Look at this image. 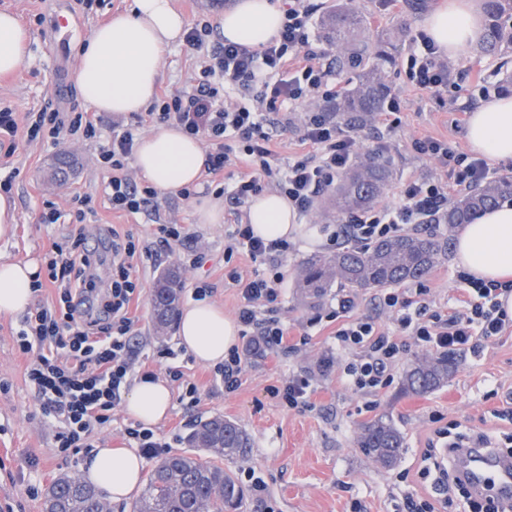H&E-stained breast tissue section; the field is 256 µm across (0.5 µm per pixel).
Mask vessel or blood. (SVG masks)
Instances as JSON below:
<instances>
[{"instance_id":"obj_1","label":"vessel or blood","mask_w":512,"mask_h":512,"mask_svg":"<svg viewBox=\"0 0 512 512\" xmlns=\"http://www.w3.org/2000/svg\"><path fill=\"white\" fill-rule=\"evenodd\" d=\"M453 467L473 495L490 494L503 505L512 504V456L487 444L470 443L456 452Z\"/></svg>"}]
</instances>
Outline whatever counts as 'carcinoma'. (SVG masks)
Returning a JSON list of instances; mask_svg holds the SVG:
<instances>
[{
  "label": "carcinoma",
  "instance_id": "1",
  "mask_svg": "<svg viewBox=\"0 0 512 512\" xmlns=\"http://www.w3.org/2000/svg\"><path fill=\"white\" fill-rule=\"evenodd\" d=\"M484 24L473 50L480 56L504 61L512 52V0H481ZM326 38L336 47V65L354 74L351 88L328 104L338 124L359 129L374 113L384 110L389 86L382 77L383 65L391 55L373 46L366 35L364 16L342 0L323 20ZM393 175L391 158L377 149L349 170L336 184L327 201L336 216L347 217L376 206ZM512 201V177H501L475 186L448 206L442 223L453 228L470 223L479 213ZM449 242L405 232L381 239L365 249L348 248L334 253L314 254L299 265L298 286L310 301L320 299L329 288H382L421 279L448 257ZM181 280L168 270L152 291L153 322L163 333L178 315ZM453 358L439 356L413 361L406 369L402 387L407 393H426L448 382ZM191 447L203 445L218 461L204 463L186 452L161 458L151 469L141 496L131 512H241L244 495L236 478L219 463L223 458L246 456L251 448L247 431L220 415L199 421L187 436ZM358 447L386 468L395 466L405 448V437L393 419L381 415L361 426ZM95 488L63 475L44 496L43 512H98Z\"/></svg>",
  "mask_w": 512,
  "mask_h": 512
}]
</instances>
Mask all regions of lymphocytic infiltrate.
<instances>
[{
  "label": "lymphocytic infiltrate",
  "instance_id": "1",
  "mask_svg": "<svg viewBox=\"0 0 512 512\" xmlns=\"http://www.w3.org/2000/svg\"><path fill=\"white\" fill-rule=\"evenodd\" d=\"M315 12L311 0H287L278 36L257 49L215 39L210 22L188 26L184 40L201 53L193 84L163 99L156 110L136 113L135 126L109 137L101 135L96 120L85 112L44 107L22 118L0 101V165L9 166L21 138L54 145L64 140L95 141L98 163L109 174L104 190L113 210L137 213L154 206L158 192L148 183L136 182L128 164L139 127L157 121L208 143L207 174L237 170L233 185L220 189L231 211L274 190L299 215H309L359 155L356 138L337 127L326 108L343 87L333 78L324 52L310 40ZM404 66L409 82L433 98H441L453 82L439 47L424 33L414 40ZM291 129L303 150L284 163L272 144ZM408 148L433 160L439 177L407 181L398 204L351 215L330 234V246L363 248L398 235L408 225L436 230L450 196L490 180L495 173L484 158L444 140L424 136L412 139ZM76 202L72 212L50 200L43 203V223L71 222L77 229L53 241L43 255V276L32 282L33 292L54 290V308L28 312L16 339L19 351L29 358L27 377L42 411L59 423L56 443L64 451L80 447L123 400L136 368V319L130 313L132 302L142 293L136 270L142 256L152 253L133 235L107 228L104 241L112 252V282L100 285L97 255L85 246L89 200L80 196ZM290 248L288 240L255 235L248 223L229 225L224 232L225 262L231 265L244 253L258 265L248 275L232 266L227 273L237 291L236 315L246 342L244 347L230 348L214 370L225 392L241 386L248 349L282 353L290 349L288 327L279 314ZM458 281L461 300L446 309L425 302L422 287L384 291L379 307L396 313L394 332L383 329L373 316L351 317L354 299L339 298L326 319L336 325L337 348L349 353L340 367L346 384L374 394L391 384L392 367L409 346L476 355L484 341L512 330V316L501 300L512 292V283H491L464 271ZM474 438L482 442L486 436L436 428L422 452L420 473L433 477L445 501L455 502L457 512H492L471 498L453 475L451 460L438 451L439 445L454 449Z\"/></svg>",
  "mask_w": 512,
  "mask_h": 512
}]
</instances>
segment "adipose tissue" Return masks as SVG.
I'll return each instance as SVG.
<instances>
[{"label":"adipose tissue","instance_id":"adipose-tissue-1","mask_svg":"<svg viewBox=\"0 0 512 512\" xmlns=\"http://www.w3.org/2000/svg\"><path fill=\"white\" fill-rule=\"evenodd\" d=\"M283 12L274 0H238L226 11L221 29L226 39L258 48L277 36ZM482 24L474 0H449L429 16L428 35L454 54L473 40ZM185 19L172 0H133L132 11L95 28L78 47L74 80L85 103L99 112L141 111L154 97L162 74L165 46L181 41ZM28 34L16 17L0 12V74L20 69L26 59ZM466 139L473 152L495 161L512 159V94L489 101L472 112ZM205 162L199 139L169 124L157 125L138 141L134 164L162 192L195 185ZM256 235L267 240L301 239L305 229L286 198L275 193L255 199L248 213ZM455 260L465 271L485 280L512 279V202L506 201L462 225ZM34 262L0 260V314L27 309ZM181 346L198 362L219 364L238 339L239 328L222 308L208 301L185 305L178 318ZM171 406L163 379L139 381L127 396L125 412L144 425L159 423ZM144 461L124 448H98L82 470L110 501L130 500L138 491Z\"/></svg>","mask_w":512,"mask_h":512}]
</instances>
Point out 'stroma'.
Returning <instances> with one entry per match:
<instances>
[{
  "label": "stroma",
  "instance_id": "obj_1",
  "mask_svg": "<svg viewBox=\"0 0 512 512\" xmlns=\"http://www.w3.org/2000/svg\"><path fill=\"white\" fill-rule=\"evenodd\" d=\"M132 4L133 0H104L101 8L85 12L75 0H0V11L13 13L29 33L25 64L11 75H0V100L22 114L44 106L86 111L73 79L77 48L94 28L129 13ZM352 5L368 18V35L376 45L386 46L387 31L402 23L410 34L409 40L393 49V63L385 68L390 95L401 105L399 127L384 138L394 171L383 201L391 204L396 202L402 182L438 174L433 162L406 150L408 141L431 136L468 151L466 128L453 125L448 101L456 97L473 108L485 101L481 88H488V95H499L501 61L477 58L471 47H464L448 58L458 77V88L448 89L444 99L431 98L407 81L403 69L410 39L422 32L426 12L411 13L402 4L390 13L384 11L382 0H352ZM56 13L71 20L59 34L50 24ZM198 56V51L183 44L166 48L157 97L183 90L195 73ZM61 83L66 84L67 91L60 98L55 88ZM61 155L73 162L63 183L49 177L50 163ZM12 161L19 170L11 192L17 208V231L10 240H0L1 259L40 260L53 238L70 232L67 224H42V202L46 199L63 207L75 195L92 196L96 215L87 227L86 245L95 250L101 247L97 229L109 225L151 244L157 241L155 216L185 225L188 239L163 252L161 259L146 258L139 265L143 292L136 327L137 369L165 379L169 368H178L197 384L202 395L201 403L192 408L173 403L169 415L154 425V433L169 451L187 450L186 437L200 418L221 415L247 430L249 455L223 462L225 470L242 486L248 487L254 476L265 483L264 496L248 493L244 512H402L406 498L421 491L413 467L434 428V417H441L446 425L458 423L489 433L496 430L498 423L492 411L500 395L512 391V333L484 342L479 355L456 354V368L447 384L419 396L405 395L402 390L408 363L422 355L414 347L403 353L393 368L391 385L374 397L351 390L337 369L322 367V358L345 357L334 346L335 324L322 319L343 291L330 288L312 303L302 297L295 277L305 258L328 252L327 243L321 241L293 242L286 263L281 316L297 350L288 354L248 353L241 386L225 393L223 386L213 382L212 366L195 361L180 346L177 328H170L165 336L156 335L151 293L159 276L174 267L181 276V303L192 302L194 287L205 282L212 288L211 302L220 306L225 316L234 317L236 290L224 278V230L233 223V215H225L220 224L198 223L195 199L186 200L176 193L159 194L153 213L112 211L103 197V172L91 142H68L53 148L22 141ZM191 252L204 254L202 267L187 262ZM458 271L454 258L449 257L423 278L429 290L428 302L441 308L455 305L460 296ZM22 321L19 314L0 315V512H42L44 494L56 477L80 475L93 449L127 447L124 429L131 422L123 408H116L109 422L96 427L82 447L60 451L55 441L57 424L41 410L26 376L28 359L16 346ZM160 349L169 350V358L159 359L156 352ZM297 372L312 378L313 410L288 408L267 393L268 387ZM382 414L392 417L406 435L402 458L389 469L356 445L361 425Z\"/></svg>",
  "mask_w": 512,
  "mask_h": 512
}]
</instances>
